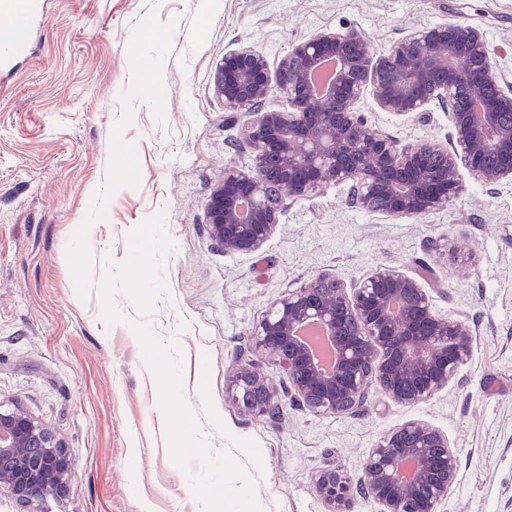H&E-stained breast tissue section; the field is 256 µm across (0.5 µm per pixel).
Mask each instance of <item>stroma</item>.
I'll use <instances>...</instances> for the list:
<instances>
[{"instance_id": "obj_1", "label": "stroma", "mask_w": 512, "mask_h": 512, "mask_svg": "<svg viewBox=\"0 0 512 512\" xmlns=\"http://www.w3.org/2000/svg\"><path fill=\"white\" fill-rule=\"evenodd\" d=\"M32 56L0 80V410L50 427L73 464L64 496L36 512H206L212 485L255 512H325L316 475L358 477L390 428L422 420L448 436L458 481L439 512H512V181L464 179L448 207L392 218L344 186L284 200L252 254L208 232L226 165L250 166L249 116L212 91L228 50L277 64L323 29L359 32L374 56L409 31L465 23L512 86V0H46ZM358 107L392 137L451 142L441 102L397 116ZM393 269L418 278L439 314L474 330L447 389L401 406L240 411L228 392L253 359L271 303L321 275L351 285ZM166 346L155 357L156 346ZM252 448L256 460L241 454Z\"/></svg>"}]
</instances>
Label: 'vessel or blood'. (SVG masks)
Returning a JSON list of instances; mask_svg holds the SVG:
<instances>
[{
    "label": "vessel or blood",
    "instance_id": "vessel-or-blood-1",
    "mask_svg": "<svg viewBox=\"0 0 512 512\" xmlns=\"http://www.w3.org/2000/svg\"><path fill=\"white\" fill-rule=\"evenodd\" d=\"M46 21L43 0H0V70L27 53Z\"/></svg>",
    "mask_w": 512,
    "mask_h": 512
}]
</instances>
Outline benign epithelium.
I'll list each match as a JSON object with an SVG mask.
<instances>
[{
    "label": "benign epithelium",
    "instance_id": "1",
    "mask_svg": "<svg viewBox=\"0 0 512 512\" xmlns=\"http://www.w3.org/2000/svg\"><path fill=\"white\" fill-rule=\"evenodd\" d=\"M337 64L321 96L309 74L323 60ZM443 81L431 88L436 71ZM289 71L292 80L279 83ZM213 92L227 112H248L249 167L229 166L207 204L211 239L226 252L250 254L274 235L280 200L265 173L277 165L279 193L305 198L329 184L347 188L351 203L388 216H423L448 206L463 191L460 168L473 181L494 185L512 179V88L497 79L483 32L460 23L435 24L401 38L387 55L373 56L356 32L324 30L293 42L271 69L248 48L229 50L213 74ZM290 108H264L272 84ZM372 87L379 108L395 115L422 112L434 99L452 104L464 92L481 105L478 116L448 110L454 139L401 143L357 109ZM249 205L240 217L239 204ZM313 326L333 346L331 374L322 373L296 331ZM256 348L270 352L288 380L290 400L313 413L359 412L376 385L400 405L423 403L448 387L469 359L470 326L440 315L416 278L379 270L358 286L318 277L273 301L255 331ZM233 402L243 411L270 416L282 398L252 360L231 376ZM72 462L54 433L15 408L0 412V489L24 505L58 497L67 488ZM458 478L448 436L422 422L389 430L353 478L334 467L320 471L314 492L325 512H350L353 498L372 499L379 512H438Z\"/></svg>",
    "mask_w": 512,
    "mask_h": 512
}]
</instances>
